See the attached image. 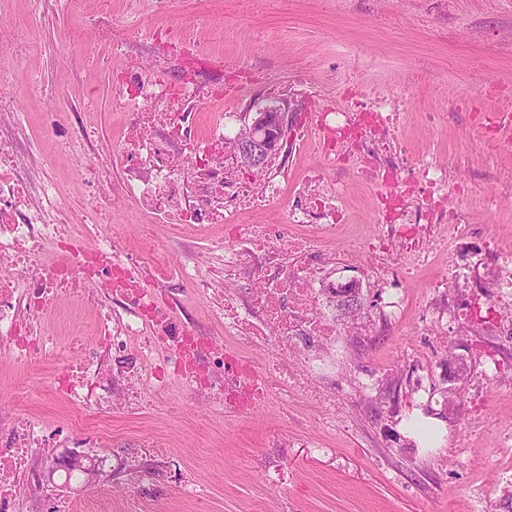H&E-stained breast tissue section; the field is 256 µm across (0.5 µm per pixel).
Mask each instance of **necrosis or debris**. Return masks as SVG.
Wrapping results in <instances>:
<instances>
[{
    "mask_svg": "<svg viewBox=\"0 0 512 512\" xmlns=\"http://www.w3.org/2000/svg\"><path fill=\"white\" fill-rule=\"evenodd\" d=\"M130 33L115 22L99 24L96 40L112 52L126 53L123 68L111 80L112 89L127 109L124 134L113 151L123 171L116 185H104L110 160L95 157L87 144L85 114H68L70 152L75 176L84 181L86 195L74 208L45 212L35 198L52 199L60 187L46 171L54 156L42 157L37 184L18 174L25 163L20 144L0 137V353L27 365L38 359H68L54 337L37 327L43 310L63 296L79 292L89 279L103 287L96 301L100 346L81 349L78 367L55 377L53 388L79 409L83 419L96 422L112 415L114 400L144 403L154 368L164 362L182 367V390L205 396L225 412L254 409L272 400V378L291 381L295 373L329 384V402L342 400L335 389L336 356L329 353L339 331L323 303L332 299L335 279L324 270L319 241L344 229L343 183L327 175L329 169L353 162L359 181L377 179L397 186L386 199V217L373 237L359 236L337 260L364 258L363 270L376 278L385 306L397 311L405 283L433 262V249L444 244L443 226L452 225L467 238L471 226L453 203L448 168L436 157L419 155L413 166L401 164L402 149L390 128L405 108L401 96L381 94L355 103L353 111L321 112L301 119L285 138L293 152L315 147L324 164L307 168L288 201L283 224H244L240 217L266 211L283 192L278 164L268 163L255 179L238 174V162L226 149L233 113L221 112L208 124L200 122V106L223 98L224 89L185 71L177 82L161 74L169 61L167 45L157 42L152 61L142 65L129 55ZM425 185L429 199L413 202V184ZM128 197L153 222L177 224L188 233L220 225L224 253L218 278L195 274L190 264L177 278L212 305L214 320L224 327L216 338L200 327L187 328L157 305V291L166 279L148 277L140 254L123 250L115 237L99 235L91 250H77L71 267L46 262L45 252L68 239L81 242L90 225L99 223L100 198ZM482 252L495 265L491 303L512 306V249L498 240L483 243ZM256 271L255 287H243L249 271ZM250 337L265 347L273 360L259 370L227 347L229 340ZM138 348V370L117 397H93L92 378L114 350ZM71 430H44L31 420L0 423V512H15V502L29 475L25 461L33 449L70 440Z\"/></svg>",
    "mask_w": 512,
    "mask_h": 512,
    "instance_id": "4bbe7bcc",
    "label": "necrosis or debris"
}]
</instances>
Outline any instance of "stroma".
<instances>
[{
  "mask_svg": "<svg viewBox=\"0 0 512 512\" xmlns=\"http://www.w3.org/2000/svg\"><path fill=\"white\" fill-rule=\"evenodd\" d=\"M109 18L131 30V52L144 59L153 33L163 30L174 48L172 79L181 73L187 36L221 56L214 68L213 54L203 55L207 80L239 73L287 80L304 71L307 90L294 99V113L305 105L341 108L354 95H402L395 134L405 164L428 153L468 185L461 204L473 236L460 242L444 228L448 247L405 288L398 322L370 336L339 337L336 377L352 392L334 411L277 387L273 405L227 416L186 396L167 369L151 406L116 407L91 426L51 391L60 362L22 366L0 357V410L85 434L81 462L96 469L70 478L57 465L64 449L37 450L39 488L24 491L19 512H52L57 500L72 512H478L482 498L494 512H512V447L495 444L512 428V342L494 322L463 336L459 324L427 320L425 309L429 282L456 257L471 261L472 277L488 278L494 268L479 242L497 237L512 245V147L494 142L496 114L512 112V0H84L79 8L67 0H0V28L20 34L0 49V88L25 120L31 156L47 146L43 114L69 111L89 96L97 100L89 117L95 150L104 155L117 144L124 108L112 98L109 71L120 61L94 42L96 26ZM334 176L349 186L347 223L373 228L377 187L348 168ZM480 192L496 193L497 207L474 204ZM98 230L115 232L126 249L154 235L170 274L189 259L203 276L224 264L213 247L223 227L188 238L129 200ZM39 323L63 345L74 337L97 342L96 315L78 295L48 306ZM452 353L467 365L456 391L448 379ZM367 377L378 378L377 391L354 389ZM413 419L440 425L443 436L423 443L408 427ZM142 442L149 449L140 457L134 446ZM188 484L196 496H187Z\"/></svg>",
  "mask_w": 512,
  "mask_h": 512,
  "instance_id": "35a3bbf8",
  "label": "stroma"
}]
</instances>
